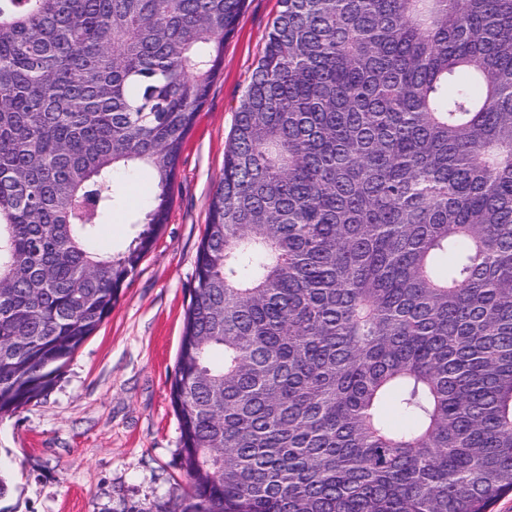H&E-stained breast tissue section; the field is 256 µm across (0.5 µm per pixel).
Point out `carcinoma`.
<instances>
[{
  "label": "carcinoma",
  "mask_w": 512,
  "mask_h": 512,
  "mask_svg": "<svg viewBox=\"0 0 512 512\" xmlns=\"http://www.w3.org/2000/svg\"><path fill=\"white\" fill-rule=\"evenodd\" d=\"M246 2L0 0V415L153 246ZM139 168L155 189L114 253ZM193 282L170 388L192 490L159 512L511 494L512 0H280ZM120 177L126 186V196L122 205L113 211L109 224L102 225L100 230L102 238L112 243L113 251L123 248L129 241L133 230L129 223L143 209L152 189L145 172H127Z\"/></svg>",
  "instance_id": "cac0c4a2"
}]
</instances>
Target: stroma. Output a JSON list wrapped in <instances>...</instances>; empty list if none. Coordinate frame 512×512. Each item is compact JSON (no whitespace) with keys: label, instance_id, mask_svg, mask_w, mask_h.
Returning a JSON list of instances; mask_svg holds the SVG:
<instances>
[{"label":"stroma","instance_id":"1","mask_svg":"<svg viewBox=\"0 0 512 512\" xmlns=\"http://www.w3.org/2000/svg\"><path fill=\"white\" fill-rule=\"evenodd\" d=\"M279 0H247L224 64L179 159L174 198L151 250L100 328L47 396L0 417V460L11 466L5 512H154L190 489L178 465L171 381L211 196L224 172L234 109ZM126 196L100 233L126 245L152 186L122 174Z\"/></svg>","mask_w":512,"mask_h":512}]
</instances>
